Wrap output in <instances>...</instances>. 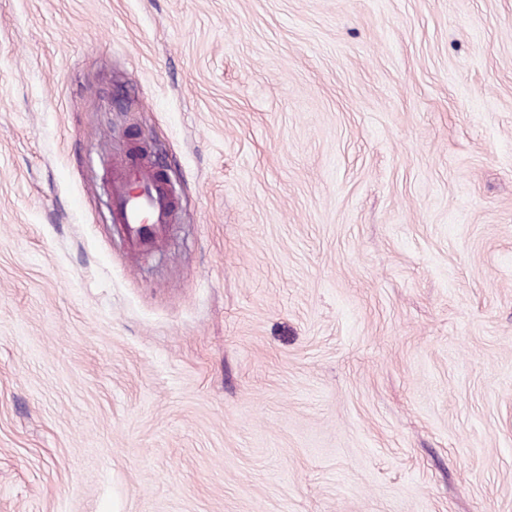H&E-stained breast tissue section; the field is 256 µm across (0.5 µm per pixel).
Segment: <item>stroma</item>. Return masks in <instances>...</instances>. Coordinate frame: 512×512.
I'll return each mask as SVG.
<instances>
[{
  "instance_id": "obj_1",
  "label": "stroma",
  "mask_w": 512,
  "mask_h": 512,
  "mask_svg": "<svg viewBox=\"0 0 512 512\" xmlns=\"http://www.w3.org/2000/svg\"><path fill=\"white\" fill-rule=\"evenodd\" d=\"M0 512H512V0H0ZM176 199L165 178L138 159L123 166L112 180V213L129 248L139 253L163 239L173 224Z\"/></svg>"
}]
</instances>
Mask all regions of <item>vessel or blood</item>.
Returning a JSON list of instances; mask_svg holds the SVG:
<instances>
[{"instance_id": "obj_1", "label": "vessel or blood", "mask_w": 512, "mask_h": 512, "mask_svg": "<svg viewBox=\"0 0 512 512\" xmlns=\"http://www.w3.org/2000/svg\"><path fill=\"white\" fill-rule=\"evenodd\" d=\"M176 199L165 178L142 160L116 172L112 180L113 220L132 252L152 248L173 224Z\"/></svg>"}]
</instances>
